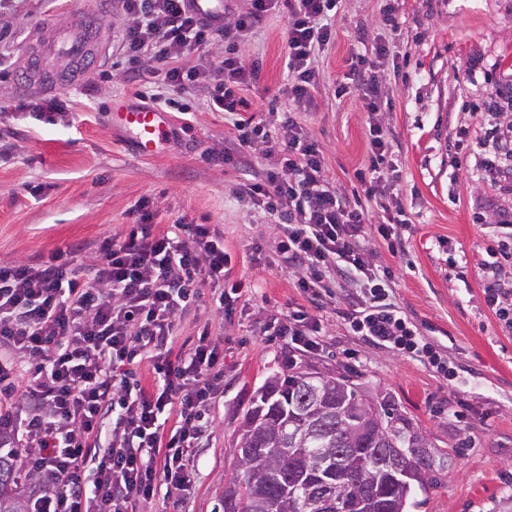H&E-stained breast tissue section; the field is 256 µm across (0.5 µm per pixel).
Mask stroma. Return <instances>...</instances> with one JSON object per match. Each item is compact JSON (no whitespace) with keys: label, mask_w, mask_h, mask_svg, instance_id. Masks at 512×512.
Here are the masks:
<instances>
[{"label":"stroma","mask_w":512,"mask_h":512,"mask_svg":"<svg viewBox=\"0 0 512 512\" xmlns=\"http://www.w3.org/2000/svg\"><path fill=\"white\" fill-rule=\"evenodd\" d=\"M388 3L394 30L381 21ZM79 19L74 0H27L22 12L0 16L11 32L0 42V67L10 72L0 80V265L68 249L76 264H91L100 239L126 233L145 197L160 225H222L232 257L228 313H216L213 290L202 286L177 340L190 347L206 329L224 339V392L211 405L212 433L190 464L192 489L177 502L161 494L140 502L139 512H222L224 484L237 469L231 448L242 411L286 359L351 377L425 436L433 486L409 512H512V325L485 300L487 284L512 290V259H491L499 242L512 238V227L475 221L487 209L512 211V190L483 167L496 154L503 168L512 167L502 154L512 140V103L499 102L496 119H478L491 87L512 84V0H344L301 116L320 145L331 185L370 213L402 210L404 223L395 225L391 240H378L367 260L391 272L397 303L444 362L441 371L355 333L344 318L353 309V287L339 283L312 304L271 249L256 251L270 220L238 192L275 160L256 149L248 165L225 164L232 127L215 111L209 89L173 90L157 102L169 135L153 159L142 158L112 126L113 102L134 99L112 55L81 82L56 90L67 111L17 109L16 76L31 33L47 22ZM286 27V17L271 12L264 28L237 44L240 55L261 64L260 88L247 99L268 131L278 130L292 107L284 97L272 109L261 97L262 89L274 94L288 82ZM379 42L390 48L376 69L385 98L370 115L356 96L336 91L352 57ZM372 121L392 145L375 171ZM371 179L378 189L369 195ZM292 309L316 317L317 350L289 349L287 337L274 335Z\"/></svg>","instance_id":"35a3bbf8"}]
</instances>
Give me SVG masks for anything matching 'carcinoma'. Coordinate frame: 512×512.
Listing matches in <instances>:
<instances>
[{
  "mask_svg": "<svg viewBox=\"0 0 512 512\" xmlns=\"http://www.w3.org/2000/svg\"><path fill=\"white\" fill-rule=\"evenodd\" d=\"M285 364L267 377L254 393L238 429L233 512H312L313 473L317 460L327 469L348 470L347 458L336 449L352 447L348 427L373 416L358 447L355 471L360 486L345 483L337 497L358 494V512H379V500L391 503L390 512H407L417 492L432 486L428 476V445L410 429L396 409L364 398L347 376H318ZM24 463L16 452L0 454V512H33L32 496L19 491Z\"/></svg>",
  "mask_w": 512,
  "mask_h": 512,
  "instance_id": "1",
  "label": "carcinoma"
}]
</instances>
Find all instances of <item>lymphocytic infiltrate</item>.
I'll return each mask as SVG.
<instances>
[{
  "instance_id": "1",
  "label": "lymphocytic infiltrate",
  "mask_w": 512,
  "mask_h": 512,
  "mask_svg": "<svg viewBox=\"0 0 512 512\" xmlns=\"http://www.w3.org/2000/svg\"><path fill=\"white\" fill-rule=\"evenodd\" d=\"M341 0H232L224 24L199 18L187 0H116L118 64L147 71L162 90L213 88L238 142L224 162H244L255 142L275 167L239 194L273 221L272 247L282 264L300 271L304 292L328 290L345 274L363 293L350 315L353 330L374 343L423 358L415 330L390 299L392 275L366 259L372 236L390 239L392 225L373 223L330 185L321 150L305 132L297 105L311 98L314 61L333 39ZM288 14L286 92L293 103L282 129H261L248 114L246 91L259 85V61L225 54L210 59L220 40L256 33L275 8ZM389 54L355 55L348 78L377 111L381 83L366 71ZM125 236H104L88 267L63 253L40 263L0 266V447L21 449L26 478L51 480L35 512H133L159 491L186 496L191 459L206 436V412L224 385V347L201 333L173 354L183 309L202 285L223 288L232 259L215 224L159 228L148 200ZM153 363L151 387L130 386L129 366Z\"/></svg>"
}]
</instances>
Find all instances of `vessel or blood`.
Listing matches in <instances>:
<instances>
[{"label": "vessel or blood", "instance_id": "1", "mask_svg": "<svg viewBox=\"0 0 512 512\" xmlns=\"http://www.w3.org/2000/svg\"><path fill=\"white\" fill-rule=\"evenodd\" d=\"M193 10L213 26L224 17V0H191ZM103 21L85 12L75 25L48 24L26 47L27 64L21 74L22 91H49L60 85L81 81L89 63L103 56ZM112 124L127 131L140 156L156 155L168 129L162 112L147 106L122 102L112 105Z\"/></svg>", "mask_w": 512, "mask_h": 512}]
</instances>
